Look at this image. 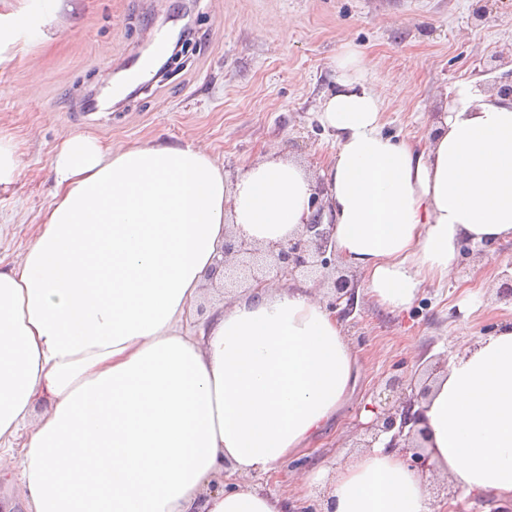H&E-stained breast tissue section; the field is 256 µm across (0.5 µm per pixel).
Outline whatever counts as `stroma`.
I'll use <instances>...</instances> for the list:
<instances>
[{
  "mask_svg": "<svg viewBox=\"0 0 512 512\" xmlns=\"http://www.w3.org/2000/svg\"><path fill=\"white\" fill-rule=\"evenodd\" d=\"M52 42L9 50L0 64V131L14 136L22 171L0 191V267L17 263L51 202L48 163L70 132L121 146L134 141H192L210 151L235 180L257 162L292 160L316 192L334 137L317 119L336 90L334 59L360 53L366 80L384 97V133L428 140L452 107L459 86L496 94L512 82V0H67ZM485 10L478 18L477 10ZM195 49L131 97L111 99L107 81L138 67L159 37L175 38L182 15ZM38 92L22 97L18 88ZM512 272V241L484 251L461 243L447 282L426 284L404 312L382 310L358 269L337 264L309 286L321 301L331 282L355 285L354 309L341 323L361 367L359 383L308 454L290 458L275 477L252 484L287 498L296 512H320L328 479L302 486L314 460L335 468L364 451L362 412L398 406L387 390L400 380L419 392L436 363L463 341L494 332L512 299L499 286ZM423 483L452 512H512L490 494H467L440 472Z\"/></svg>",
  "mask_w": 512,
  "mask_h": 512,
  "instance_id": "stroma-1",
  "label": "stroma"
}]
</instances>
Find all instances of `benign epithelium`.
<instances>
[{
    "label": "benign epithelium",
    "instance_id": "7a95c632",
    "mask_svg": "<svg viewBox=\"0 0 512 512\" xmlns=\"http://www.w3.org/2000/svg\"><path fill=\"white\" fill-rule=\"evenodd\" d=\"M312 215L302 225L301 232L285 240L269 241L262 246L241 236L228 237L224 241V259L209 274V281L231 277L229 260L237 259L245 267L253 268L250 287L253 289L272 286L281 278L293 279L298 273H313L318 268L332 265L335 249L329 247L330 225L324 222L323 209L311 203ZM333 293L329 308L346 316L353 311L352 283L343 276L332 282ZM415 401L408 399L394 411L387 412L373 427V440L383 434H391L386 448L409 458L410 466L426 471L432 467L425 451L426 432L419 427L417 416L410 413Z\"/></svg>",
    "mask_w": 512,
    "mask_h": 512
}]
</instances>
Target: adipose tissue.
<instances>
[{
	"mask_svg": "<svg viewBox=\"0 0 512 512\" xmlns=\"http://www.w3.org/2000/svg\"><path fill=\"white\" fill-rule=\"evenodd\" d=\"M63 0L0 54L46 35ZM318 120L335 136L332 244L388 311L450 277L460 243L512 240V100L465 84L420 149L384 134L358 52L335 61ZM52 201L16 266L0 268V472L24 497L0 512H287L249 483L311 448L355 391L342 325L308 287L246 291L195 313L234 233L296 236L313 185L292 161L237 180L199 145L112 147L78 132L50 160ZM431 463L512 501V316L456 353L418 405ZM231 471L230 488H213ZM332 512H447L377 446L337 468Z\"/></svg>",
	"mask_w": 512,
	"mask_h": 512,
	"instance_id": "ef3b65f1",
	"label": "adipose tissue"
}]
</instances>
